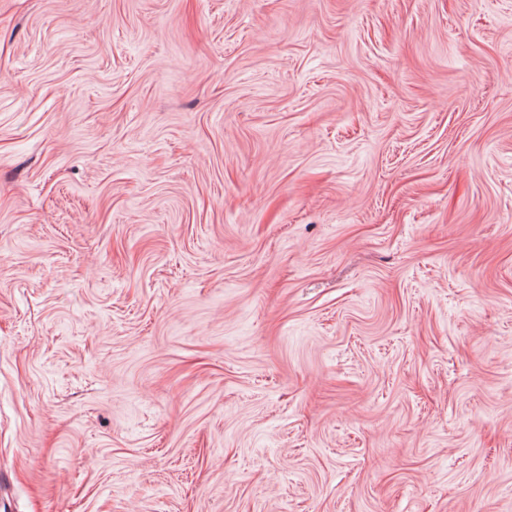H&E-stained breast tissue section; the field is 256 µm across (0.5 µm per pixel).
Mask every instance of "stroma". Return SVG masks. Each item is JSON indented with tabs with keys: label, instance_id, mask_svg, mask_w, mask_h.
<instances>
[{
	"label": "stroma",
	"instance_id": "35a3bbf8",
	"mask_svg": "<svg viewBox=\"0 0 512 512\" xmlns=\"http://www.w3.org/2000/svg\"><path fill=\"white\" fill-rule=\"evenodd\" d=\"M0 512H512V0H0Z\"/></svg>",
	"mask_w": 512,
	"mask_h": 512
}]
</instances>
